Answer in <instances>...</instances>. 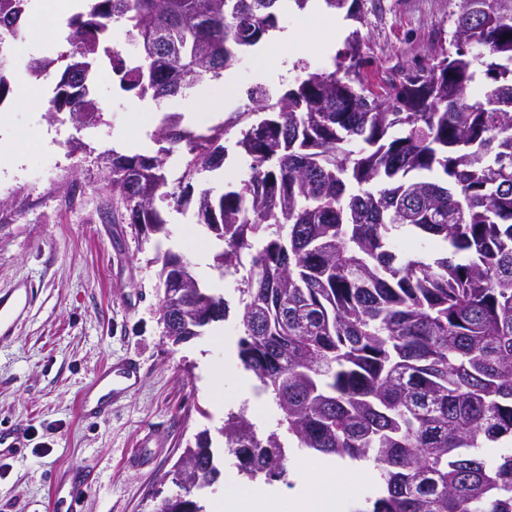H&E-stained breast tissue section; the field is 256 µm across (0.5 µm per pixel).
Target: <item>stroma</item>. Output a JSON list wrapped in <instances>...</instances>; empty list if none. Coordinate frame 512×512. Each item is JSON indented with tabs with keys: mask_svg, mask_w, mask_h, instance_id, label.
<instances>
[{
	"mask_svg": "<svg viewBox=\"0 0 512 512\" xmlns=\"http://www.w3.org/2000/svg\"><path fill=\"white\" fill-rule=\"evenodd\" d=\"M362 19L345 20V31L360 30L362 74L373 88L386 86L400 72L426 64L448 45L457 0H359ZM26 29L13 47L14 80H29L34 58H59L69 49L59 27L68 20ZM279 25L298 30L300 41L278 44L277 61L258 51L231 68L232 83L213 96L216 111L232 122L244 110L246 92L261 82L272 96L294 88L300 63L332 68L343 40L326 44L323 21L306 19L286 7ZM54 76L43 77L44 98L20 107L15 98L0 103L9 123L0 130V147L17 154L18 164L0 166V427L21 425L28 438L21 452L0 456V512H68L54 490L68 471L87 473L82 512H159L164 498L179 494L170 473L188 445L208 431L222 473L234 470L221 433L231 411L245 408L236 397L237 381L227 378L222 393L208 385L205 356L237 354L241 306L240 275L219 272L208 261V279L223 283L229 315L203 336L173 344L160 319L158 250L189 260L217 245L200 224L195 204L164 208L169 235L139 234L123 220L105 179L102 152H156L152 139L165 113L190 111L192 97L174 98L161 107L132 115L130 93L120 89L109 69L92 85L100 120L83 129L49 119L48 97ZM43 141L30 140L33 129ZM238 128L224 138L228 157L222 173L205 174L200 185L223 192L246 176L247 160L235 146ZM114 211L116 223L102 212ZM140 364L141 380L110 411L83 418L79 399L105 365L127 358ZM157 432L163 445L135 463L139 440Z\"/></svg>",
	"mask_w": 512,
	"mask_h": 512,
	"instance_id": "1",
	"label": "stroma"
}]
</instances>
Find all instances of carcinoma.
I'll return each mask as SVG.
<instances>
[{
    "label": "carcinoma",
    "mask_w": 512,
    "mask_h": 512,
    "mask_svg": "<svg viewBox=\"0 0 512 512\" xmlns=\"http://www.w3.org/2000/svg\"><path fill=\"white\" fill-rule=\"evenodd\" d=\"M30 0H0V104L12 91L7 45ZM282 0H90L68 18L70 62L48 115L98 111L93 67L156 103L219 79L278 28ZM359 19L358 0H324ZM137 44L112 47L110 26ZM353 31L334 70L309 72L240 131L247 178L220 195L193 181L224 165V127L196 135L163 116L157 154L103 153L108 186L140 231L167 234L156 202L196 198L222 243L220 267L250 265L238 289L239 358L281 411L278 426L316 455L368 461L378 494L349 512H512V0H459L452 43L375 93ZM480 85L482 94L470 96ZM184 169L170 180L166 159ZM407 228L438 251L395 252ZM161 319L174 342L227 317L224 297L178 279L181 255L160 253ZM216 315L195 316L197 288ZM240 473L288 476L282 434L258 435L245 411L224 421ZM176 471L185 493L221 476L208 438Z\"/></svg>",
    "instance_id": "1"
}]
</instances>
